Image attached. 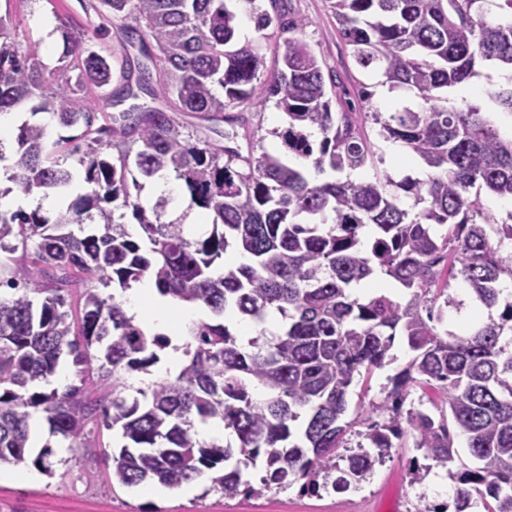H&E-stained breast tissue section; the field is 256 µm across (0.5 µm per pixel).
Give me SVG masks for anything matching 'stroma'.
I'll list each match as a JSON object with an SVG mask.
<instances>
[{"instance_id": "35a3bbf8", "label": "stroma", "mask_w": 512, "mask_h": 512, "mask_svg": "<svg viewBox=\"0 0 512 512\" xmlns=\"http://www.w3.org/2000/svg\"><path fill=\"white\" fill-rule=\"evenodd\" d=\"M290 16L306 19L303 38L314 48L325 69L336 75L338 95L350 107H358L359 83L372 87V103L381 111L399 104L397 93L383 91L379 75L362 70L354 62L350 50L339 37L329 0H285ZM14 15L20 20L18 44L37 47L42 60L55 64L62 41L58 26L68 19L71 26L84 23L77 0H14ZM394 360L373 373L369 380L355 379L349 389V415L369 413L382 402L389 376L408 361L410 353L403 339H396ZM33 425L39 434L38 447L30 448L21 468L36 472V480L18 483L12 480L15 465L0 467V512H403L408 496L426 494L429 502L449 499L454 483L441 467H433L431 476L418 486L412 485L407 467L409 452L392 449L389 458L364 481L356 495L334 494L302 496L296 490L268 492L248 498H224L211 490L209 479L203 478L176 490L157 489L144 495L141 489L113 484L112 455L121 439L104 426L88 424L87 441L100 450L95 458H87L66 442L52 436L42 413H35ZM51 446L54 455L52 472L37 470L34 459L39 446Z\"/></svg>"}]
</instances>
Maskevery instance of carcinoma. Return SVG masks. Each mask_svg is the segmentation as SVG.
<instances>
[{"instance_id": "cac0c4a2", "label": "carcinoma", "mask_w": 512, "mask_h": 512, "mask_svg": "<svg viewBox=\"0 0 512 512\" xmlns=\"http://www.w3.org/2000/svg\"><path fill=\"white\" fill-rule=\"evenodd\" d=\"M278 2L79 0L87 16L133 24L109 54L94 49L100 28L60 26L52 67L34 48H12V12L0 14V113L36 99L31 116L47 112L80 130L50 143L45 125L23 122L11 186L0 190L68 200L52 221L38 209H0V253L9 254L0 259V288L12 290L0 295V464L25 461L40 411L84 457L98 455L84 441L89 421L120 428L127 444L112 456V482L122 487L176 488L212 471V488L226 498L294 486L319 496L329 484L339 492L360 485L411 438L447 467L455 512L479 504L512 512V294L501 288L512 280V254L503 255L512 212L500 221L481 198L484 190L512 200V136L492 115H512V0H329L357 65L417 99L363 114L333 107L334 80L295 36L305 20L285 18ZM241 9L256 31L274 27L282 38L273 69L237 42ZM485 63L507 70L487 104L442 96L479 77ZM170 93L206 129L190 131L180 113L156 106ZM256 99L288 116L270 131L278 154L261 137L245 153L238 144L242 110ZM365 118L381 139L422 160L426 178L378 171ZM106 147L116 155H103ZM79 152L86 191L70 200L76 172L67 161ZM162 174L184 183L186 211L208 213L207 234L166 220L163 198L143 205L144 182ZM128 218L142 236L128 231ZM31 239L38 276L10 258ZM230 248L247 261L224 266ZM379 274L405 297L361 299L355 288ZM76 279L122 291L149 279L215 320L187 328L175 378L130 399L128 376L148 372L170 341L147 334L114 294L93 287L73 320L64 290ZM452 280L465 298L448 292ZM474 303L486 320L464 315ZM228 311L260 325L255 336L242 341L222 320ZM271 311L286 323L279 334L261 328ZM398 336L414 356L389 378L383 419L356 432L357 420H345L349 388L394 360ZM63 356L80 373L97 361L107 392L81 377L61 391L34 390L51 382ZM417 385L433 395L409 405ZM209 427L230 431L236 444ZM459 437L470 457L460 468ZM364 446L376 453H361Z\"/></svg>"}]
</instances>
